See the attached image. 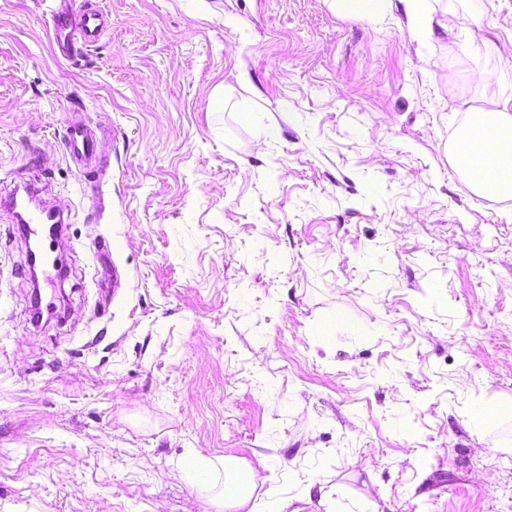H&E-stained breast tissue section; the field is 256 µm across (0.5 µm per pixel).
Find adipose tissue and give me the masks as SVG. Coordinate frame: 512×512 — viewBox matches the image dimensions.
I'll list each match as a JSON object with an SVG mask.
<instances>
[{
	"mask_svg": "<svg viewBox=\"0 0 512 512\" xmlns=\"http://www.w3.org/2000/svg\"><path fill=\"white\" fill-rule=\"evenodd\" d=\"M411 20V32L421 41L431 40L435 30L448 36L449 53L473 54V75L483 85L499 82L500 71L489 61V50L478 29L462 22L450 12L436 14L430 0H400ZM457 170L468 176L474 164H481L484 176L472 180L473 191L481 196L500 200L512 199V106L499 103L498 107L473 108L471 118L461 128L457 138L449 144ZM224 470V488L218 493V501L238 507L246 506L251 498L250 489L254 474L233 462L216 466L213 459L188 456L181 465L184 478L205 489L211 487L216 470Z\"/></svg>",
	"mask_w": 512,
	"mask_h": 512,
	"instance_id": "1",
	"label": "adipose tissue"
}]
</instances>
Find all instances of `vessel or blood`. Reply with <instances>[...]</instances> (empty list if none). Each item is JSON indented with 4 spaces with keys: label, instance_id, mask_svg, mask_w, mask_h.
Masks as SVG:
<instances>
[{
    "label": "vessel or blood",
    "instance_id": "vessel-or-blood-1",
    "mask_svg": "<svg viewBox=\"0 0 512 512\" xmlns=\"http://www.w3.org/2000/svg\"><path fill=\"white\" fill-rule=\"evenodd\" d=\"M50 15L55 50L64 58L77 56L95 43L109 25L108 16L93 0H82L78 5L73 0H52ZM64 145L71 160L90 172L101 165L109 147L106 139L81 120L68 124ZM0 205L11 211L18 224H63L70 216L67 209L42 205L28 186L22 193L13 192L1 199Z\"/></svg>",
    "mask_w": 512,
    "mask_h": 512
}]
</instances>
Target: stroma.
<instances>
[{
    "instance_id": "obj_1",
    "label": "stroma",
    "mask_w": 512,
    "mask_h": 512,
    "mask_svg": "<svg viewBox=\"0 0 512 512\" xmlns=\"http://www.w3.org/2000/svg\"><path fill=\"white\" fill-rule=\"evenodd\" d=\"M96 2L67 60L0 0V195L72 210L35 285L0 210V512H233L191 451L248 464L258 512H512V199L448 156L463 102L512 101V0L434 4L482 20L491 86L398 6ZM393 0H336V9L357 15L375 24L382 21ZM64 145L71 160L89 173L98 168L108 155L109 142L97 135L83 120L68 124ZM217 471L214 458L201 460L194 455H189L181 465L182 476L201 490L211 488Z\"/></svg>"
}]
</instances>
